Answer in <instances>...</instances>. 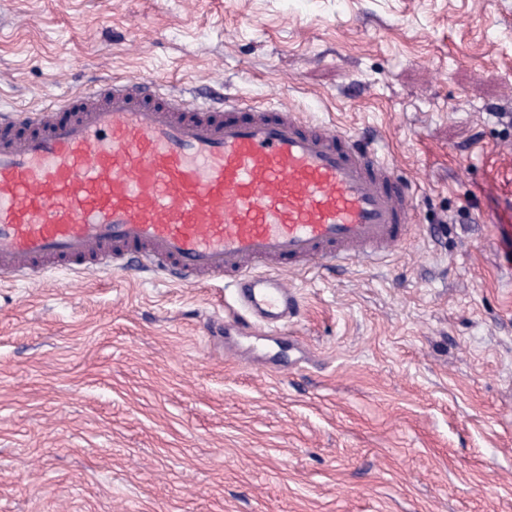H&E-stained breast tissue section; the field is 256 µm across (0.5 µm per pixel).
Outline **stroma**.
Returning a JSON list of instances; mask_svg holds the SVG:
<instances>
[{
	"mask_svg": "<svg viewBox=\"0 0 512 512\" xmlns=\"http://www.w3.org/2000/svg\"><path fill=\"white\" fill-rule=\"evenodd\" d=\"M290 107L417 186L391 256L239 290L0 278V512H512V0H0V107Z\"/></svg>",
	"mask_w": 512,
	"mask_h": 512,
	"instance_id": "1",
	"label": "stroma"
}]
</instances>
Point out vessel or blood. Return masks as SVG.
Segmentation results:
<instances>
[{"mask_svg":"<svg viewBox=\"0 0 512 512\" xmlns=\"http://www.w3.org/2000/svg\"><path fill=\"white\" fill-rule=\"evenodd\" d=\"M415 190L370 142L282 107L100 82L57 107L0 113V275L55 260L179 282H238L255 324L295 307L270 264L382 259Z\"/></svg>","mask_w":512,"mask_h":512,"instance_id":"obj_1","label":"vessel or blood"}]
</instances>
